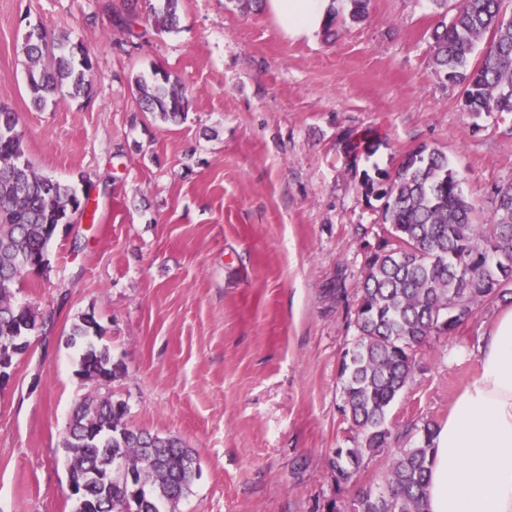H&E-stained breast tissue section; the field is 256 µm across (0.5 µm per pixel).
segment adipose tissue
Segmentation results:
<instances>
[{"instance_id":"adipose-tissue-1","label":"adipose tissue","mask_w":512,"mask_h":512,"mask_svg":"<svg viewBox=\"0 0 512 512\" xmlns=\"http://www.w3.org/2000/svg\"><path fill=\"white\" fill-rule=\"evenodd\" d=\"M278 29L314 35L327 0H266ZM478 374L436 431L425 512H512V306L480 337Z\"/></svg>"}]
</instances>
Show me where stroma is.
<instances>
[{
  "label": "stroma",
  "instance_id": "1",
  "mask_svg": "<svg viewBox=\"0 0 512 512\" xmlns=\"http://www.w3.org/2000/svg\"><path fill=\"white\" fill-rule=\"evenodd\" d=\"M119 2L0 0V104L33 169L89 198L44 270L14 285L47 322L0 388V512H73L62 441L89 394L194 450L200 473L177 512H328L333 499L355 512L358 488L382 483L393 454L366 458L341 487L328 465L354 445L338 368L381 234L362 175L439 149L487 219L512 181V113L473 114L461 86L433 74L431 0H370L363 22L329 39L286 36L234 0H181L175 32L142 7L131 38L112 24ZM37 26L98 59L91 99L32 107L22 43ZM156 68L186 88L180 122L137 107L134 80ZM502 307L479 306L419 349L389 422H446ZM88 313L119 368L107 383L80 380L66 343Z\"/></svg>",
  "mask_w": 512,
  "mask_h": 512
}]
</instances>
